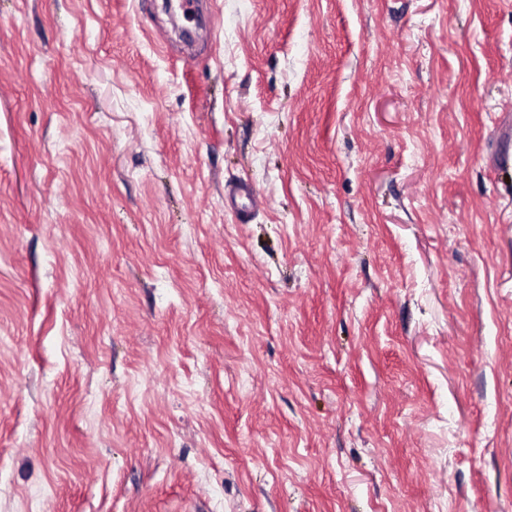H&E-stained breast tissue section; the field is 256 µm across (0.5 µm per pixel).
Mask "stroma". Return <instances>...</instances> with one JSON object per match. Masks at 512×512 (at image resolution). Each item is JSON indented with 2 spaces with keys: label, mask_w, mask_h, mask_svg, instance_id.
Returning a JSON list of instances; mask_svg holds the SVG:
<instances>
[{
  "label": "stroma",
  "mask_w": 512,
  "mask_h": 512,
  "mask_svg": "<svg viewBox=\"0 0 512 512\" xmlns=\"http://www.w3.org/2000/svg\"><path fill=\"white\" fill-rule=\"evenodd\" d=\"M198 2L0 0V512H512V0Z\"/></svg>",
  "instance_id": "35a3bbf8"
}]
</instances>
